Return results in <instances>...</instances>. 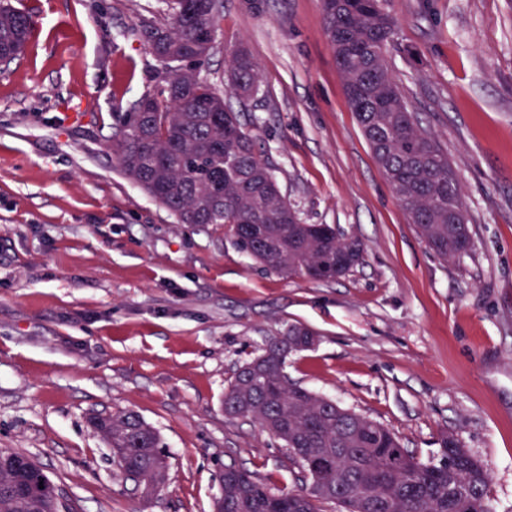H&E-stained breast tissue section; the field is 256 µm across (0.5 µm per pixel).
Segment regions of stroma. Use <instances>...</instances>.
Returning <instances> with one entry per match:
<instances>
[{
  "instance_id": "obj_1",
  "label": "stroma",
  "mask_w": 512,
  "mask_h": 512,
  "mask_svg": "<svg viewBox=\"0 0 512 512\" xmlns=\"http://www.w3.org/2000/svg\"><path fill=\"white\" fill-rule=\"evenodd\" d=\"M37 29L0 71V448L38 462L72 512H213L225 467L301 487L284 443L224 413L235 370L289 326L317 342L289 379L393 430L419 461L453 433L512 512V0H386L393 74L447 151L473 250L444 260L395 200L352 112L321 0H223L201 75L240 112L307 224L364 244L335 281L272 273L223 226L177 223L108 146L112 115L171 76L134 29L170 0H12ZM258 63L227 93L225 57ZM160 434L154 495L118 475L91 416ZM226 85L240 98L252 95L258 88L259 74L256 62L242 49L230 52L225 71Z\"/></svg>"
}]
</instances>
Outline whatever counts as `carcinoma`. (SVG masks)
Listing matches in <instances>:
<instances>
[{
  "instance_id": "1",
  "label": "carcinoma",
  "mask_w": 512,
  "mask_h": 512,
  "mask_svg": "<svg viewBox=\"0 0 512 512\" xmlns=\"http://www.w3.org/2000/svg\"><path fill=\"white\" fill-rule=\"evenodd\" d=\"M383 0H322L339 77L363 135L411 223L442 258L474 247L456 170L436 137L409 111L392 74L388 50L396 25ZM171 18H143L139 32L150 52L183 69L132 112L114 113L112 154L125 176L161 204L179 224H222L233 246L277 273L334 280L363 258L362 242L330 224L302 222L263 164L256 137L240 115L200 77L210 45L197 32L217 30L219 5L192 21L183 0ZM35 21L0 0V61L26 49ZM226 85L240 98L258 88L256 62L230 52ZM310 331L291 327L266 341L259 356L239 366L224 391V413L249 417L285 443L312 480L310 491L273 494L235 466L222 473L215 512H490L489 469L446 433L438 459L418 461L384 425L288 380V354L309 348ZM112 448L119 474L163 490L167 460L158 431L133 410L91 418ZM51 479L32 458L0 449V512H62Z\"/></svg>"
}]
</instances>
